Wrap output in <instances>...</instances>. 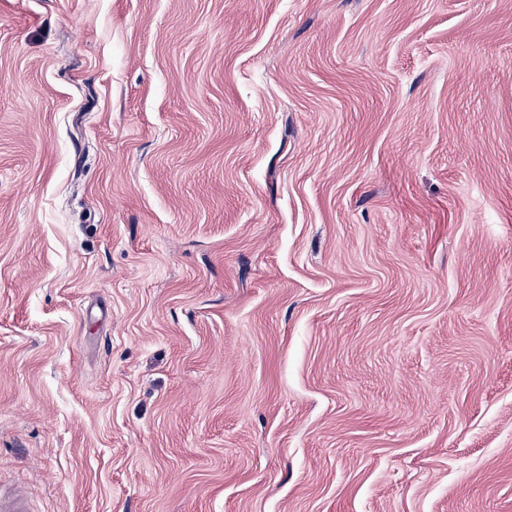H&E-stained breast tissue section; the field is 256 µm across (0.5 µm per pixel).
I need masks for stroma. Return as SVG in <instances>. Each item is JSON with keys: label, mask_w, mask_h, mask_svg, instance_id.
Returning a JSON list of instances; mask_svg holds the SVG:
<instances>
[{"label": "stroma", "mask_w": 512, "mask_h": 512, "mask_svg": "<svg viewBox=\"0 0 512 512\" xmlns=\"http://www.w3.org/2000/svg\"><path fill=\"white\" fill-rule=\"evenodd\" d=\"M15 486L512 512V0H0Z\"/></svg>", "instance_id": "35a3bbf8"}]
</instances>
